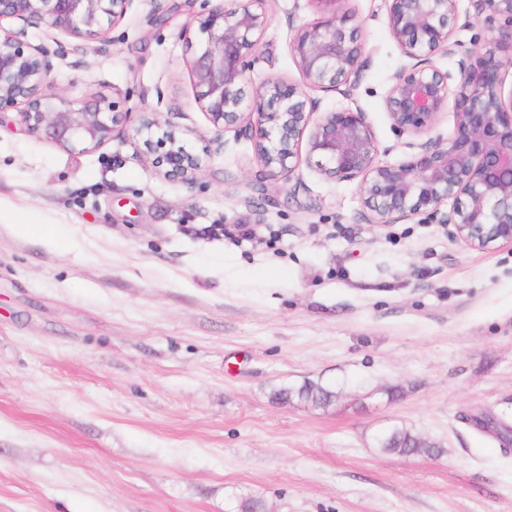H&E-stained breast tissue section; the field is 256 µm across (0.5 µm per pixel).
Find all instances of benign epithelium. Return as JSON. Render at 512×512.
Returning <instances> with one entry per match:
<instances>
[{"mask_svg": "<svg viewBox=\"0 0 512 512\" xmlns=\"http://www.w3.org/2000/svg\"><path fill=\"white\" fill-rule=\"evenodd\" d=\"M132 0H0V22L20 26L0 37V109L23 106L20 122L64 150L92 151L113 138L123 115L103 98L75 109L53 91L46 49L26 41L28 29H51L90 42L122 20ZM318 21L297 30L291 49L304 87L264 83L255 106L238 111L249 56L268 27L264 0H216L181 29L189 44L200 37L191 71L201 88L199 104L222 128L245 124L265 142L264 175H290L299 146L329 178L361 181L372 224L424 214L453 225L456 239L470 248L512 245V99L502 94L512 70V0H470L473 19L486 25L494 46L463 49L454 38L456 0H386L390 33L414 64L396 73L385 109L396 131L420 136L453 100L455 130L446 142L426 141L404 161L380 164L374 132L360 110L341 108L311 122L304 89L336 91L365 64L363 50L339 16L344 0H309ZM458 60L459 80L433 57ZM143 154L170 180L193 181L203 158L187 146L161 113L143 115L134 130ZM453 201L447 210L448 201Z\"/></svg>", "mask_w": 512, "mask_h": 512, "instance_id": "benign-epithelium-1", "label": "benign epithelium"}]
</instances>
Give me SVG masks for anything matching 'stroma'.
Wrapping results in <instances>:
<instances>
[{
    "label": "stroma",
    "mask_w": 512,
    "mask_h": 512,
    "mask_svg": "<svg viewBox=\"0 0 512 512\" xmlns=\"http://www.w3.org/2000/svg\"><path fill=\"white\" fill-rule=\"evenodd\" d=\"M202 7L133 0L82 49L28 32L56 91L126 120L82 153L0 110V512H512V446L477 424L512 428V246L468 248L421 215L367 223L359 180L305 153L254 191L259 144L209 121L179 37ZM343 8L368 63L308 97L365 112L378 162H398L409 137L384 98L408 60L385 0ZM266 9L249 94L303 82L289 39L313 11ZM145 112L209 149L193 182L140 154ZM308 378L342 386L336 404L273 400ZM394 425L440 453L377 448Z\"/></svg>",
    "instance_id": "1"
}]
</instances>
